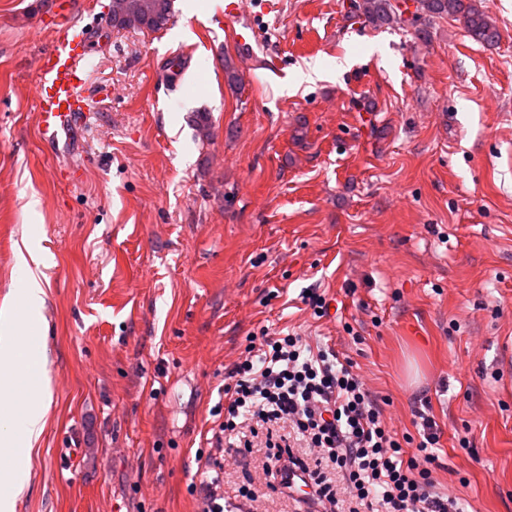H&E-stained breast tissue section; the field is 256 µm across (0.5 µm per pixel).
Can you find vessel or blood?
I'll return each instance as SVG.
<instances>
[{"label": "vessel or blood", "instance_id": "b4317fda", "mask_svg": "<svg viewBox=\"0 0 512 512\" xmlns=\"http://www.w3.org/2000/svg\"><path fill=\"white\" fill-rule=\"evenodd\" d=\"M224 31L232 36L238 49L253 53L257 32L245 21L242 0H224ZM85 54L83 33L72 21H64L49 50L37 68L39 123L56 145H67L84 117V101L79 88L87 80L80 62Z\"/></svg>", "mask_w": 512, "mask_h": 512}]
</instances>
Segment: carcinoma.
<instances>
[{
  "instance_id": "obj_1",
  "label": "carcinoma",
  "mask_w": 512,
  "mask_h": 512,
  "mask_svg": "<svg viewBox=\"0 0 512 512\" xmlns=\"http://www.w3.org/2000/svg\"><path fill=\"white\" fill-rule=\"evenodd\" d=\"M130 18L127 26L158 31L166 28L172 17V0H123ZM351 13L373 26H411L417 36H429L428 25L435 18L448 17L460 22L467 36L476 43L495 46L501 33L481 0H415L413 17H406L395 0H351Z\"/></svg>"
}]
</instances>
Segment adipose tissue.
<instances>
[{"instance_id": "ef3b65f1", "label": "adipose tissue", "mask_w": 512, "mask_h": 512, "mask_svg": "<svg viewBox=\"0 0 512 512\" xmlns=\"http://www.w3.org/2000/svg\"><path fill=\"white\" fill-rule=\"evenodd\" d=\"M45 358L44 349L26 344L21 322L0 326V448L10 457L0 467V482L14 490L13 496L0 499V512H14V495L24 488L25 476L16 439L24 437L30 445L37 442L44 431L48 411L45 401L34 404L29 396L17 394L13 380L21 369L37 366Z\"/></svg>"}]
</instances>
